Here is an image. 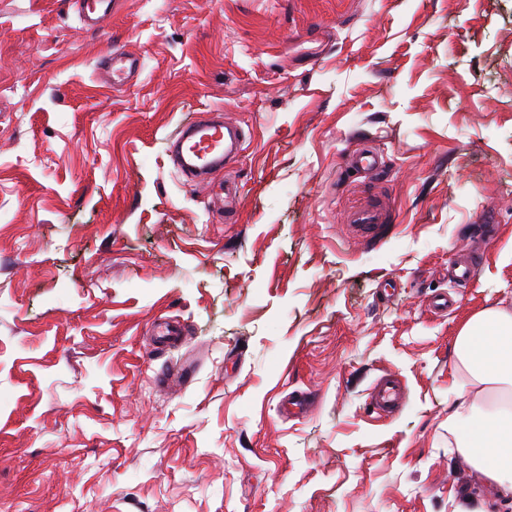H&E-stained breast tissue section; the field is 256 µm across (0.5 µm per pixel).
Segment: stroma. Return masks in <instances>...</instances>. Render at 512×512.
I'll list each match as a JSON object with an SVG mask.
<instances>
[{"mask_svg":"<svg viewBox=\"0 0 512 512\" xmlns=\"http://www.w3.org/2000/svg\"><path fill=\"white\" fill-rule=\"evenodd\" d=\"M109 48L137 80L106 83ZM214 110L243 150L186 183L171 137ZM366 140L381 174L342 164ZM490 306L512 314V0H119L100 28L0 0V512H512L448 430ZM384 373L409 397L379 418Z\"/></svg>","mask_w":512,"mask_h":512,"instance_id":"obj_1","label":"stroma"}]
</instances>
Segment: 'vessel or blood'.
<instances>
[{
	"mask_svg": "<svg viewBox=\"0 0 512 512\" xmlns=\"http://www.w3.org/2000/svg\"><path fill=\"white\" fill-rule=\"evenodd\" d=\"M113 87L129 84L141 70L139 58L113 50L105 55ZM242 140L237 128L208 112L182 124L172 138V153L181 175L188 181L204 180L219 171L229 155L238 153ZM407 391L391 374L380 376L370 394L372 414L382 417L397 413L406 402Z\"/></svg>",
	"mask_w": 512,
	"mask_h": 512,
	"instance_id": "vessel-or-blood-1",
	"label": "vessel or blood"
}]
</instances>
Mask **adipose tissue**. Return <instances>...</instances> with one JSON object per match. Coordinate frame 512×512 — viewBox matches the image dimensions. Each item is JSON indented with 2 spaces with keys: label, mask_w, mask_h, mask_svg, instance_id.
<instances>
[{
  "label": "adipose tissue",
  "mask_w": 512,
  "mask_h": 512,
  "mask_svg": "<svg viewBox=\"0 0 512 512\" xmlns=\"http://www.w3.org/2000/svg\"><path fill=\"white\" fill-rule=\"evenodd\" d=\"M457 368L469 376L481 413L458 408L448 426L461 433L463 453L486 478L512 493V315L489 307L472 316L455 338Z\"/></svg>",
  "instance_id": "ef3b65f1"
}]
</instances>
